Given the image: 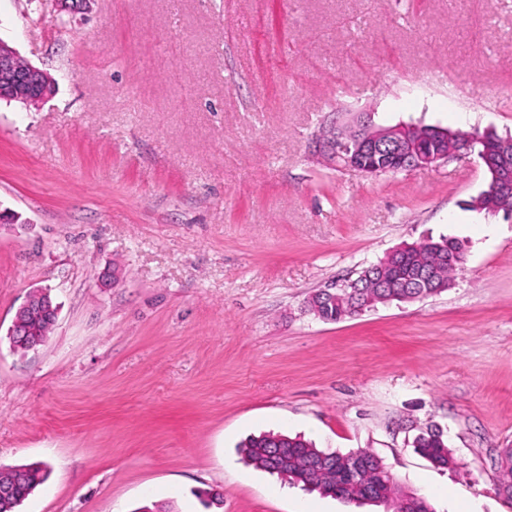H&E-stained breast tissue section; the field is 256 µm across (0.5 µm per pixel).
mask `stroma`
I'll list each match as a JSON object with an SVG mask.
<instances>
[{
  "instance_id": "stroma-1",
  "label": "stroma",
  "mask_w": 512,
  "mask_h": 512,
  "mask_svg": "<svg viewBox=\"0 0 512 512\" xmlns=\"http://www.w3.org/2000/svg\"><path fill=\"white\" fill-rule=\"evenodd\" d=\"M0 40L56 81L0 100V468L49 470L16 512H392L245 465L264 431L369 450L435 512H512V219L468 209L482 160L370 176L319 148L360 116L512 136V0H0ZM440 235L448 290L307 311ZM40 288L58 318L14 351ZM435 426L444 468L412 446ZM36 314L50 316L54 321L57 319L58 306L54 304L51 294L47 289H41L30 294L26 302L16 312L9 330V336L11 338L12 336H18L21 344L17 343L15 345L12 342L15 350L16 346L26 350L25 344L43 341L50 334L54 323L40 319L34 323L36 333L32 336L30 318Z\"/></svg>"
}]
</instances>
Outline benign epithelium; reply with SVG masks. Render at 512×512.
Returning <instances> with one entry per match:
<instances>
[{
  "label": "benign epithelium",
  "mask_w": 512,
  "mask_h": 512,
  "mask_svg": "<svg viewBox=\"0 0 512 512\" xmlns=\"http://www.w3.org/2000/svg\"><path fill=\"white\" fill-rule=\"evenodd\" d=\"M54 91L53 79L44 71L22 60L17 51L0 39V98H17L28 104L47 100ZM417 125L399 123L391 127L374 128L363 122L347 133L340 132L324 143L322 148L338 164L371 175L397 173L416 168L437 166L451 158L471 153L475 143L482 141L476 133L450 132L439 127L431 130L434 146L425 151H414L417 145ZM501 167L488 168V192L493 195L508 193V156L512 155V142L501 144ZM40 314L57 319L58 306L49 290L41 289L29 295L18 309L9 330V336H30V318Z\"/></svg>",
  "instance_id": "1"
}]
</instances>
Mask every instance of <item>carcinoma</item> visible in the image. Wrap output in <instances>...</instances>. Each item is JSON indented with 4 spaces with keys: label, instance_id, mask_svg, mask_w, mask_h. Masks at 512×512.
I'll list each match as a JSON object with an SVG mask.
<instances>
[{
    "label": "carcinoma",
    "instance_id": "1",
    "mask_svg": "<svg viewBox=\"0 0 512 512\" xmlns=\"http://www.w3.org/2000/svg\"><path fill=\"white\" fill-rule=\"evenodd\" d=\"M501 208L512 213V196L506 199L477 196L469 202V208L492 212ZM465 252L461 243L442 236L437 240L427 238L418 243L397 249L385 257L384 272L363 270L345 288L336 289V297L320 293L308 300V309L319 319L341 322L351 317L358 308L368 309L378 304L399 301L413 292H423L430 297L446 291L455 271L462 266ZM35 334L19 337V348L28 343L45 340L53 324L41 319L34 323ZM414 450L438 467L453 462L444 434L432 428L421 431L413 441ZM245 460L257 469L276 474L291 484H300L310 490L341 498L347 502L395 504V512H434L423 498L404 506L400 500L406 497L381 459L368 450L356 452L364 468L359 483L337 488L335 480H329L317 466L338 463L351 458V454L329 452L315 447L300 436L265 432L249 437L241 449ZM47 477V468L41 464L25 465L0 472V512L14 509L41 485Z\"/></svg>",
    "mask_w": 512,
    "mask_h": 512
}]
</instances>
